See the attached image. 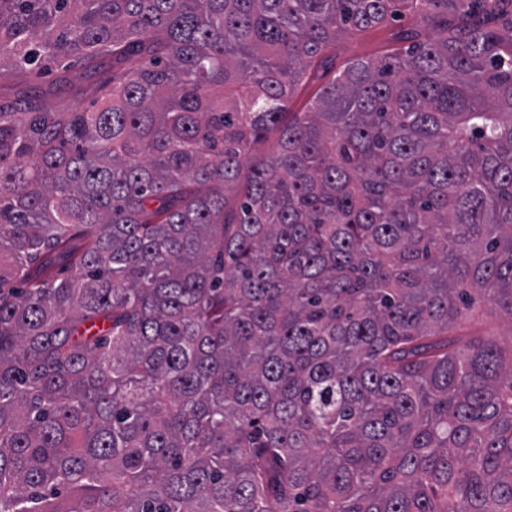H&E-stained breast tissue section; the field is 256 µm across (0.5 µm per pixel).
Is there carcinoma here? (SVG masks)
Returning a JSON list of instances; mask_svg holds the SVG:
<instances>
[{"label": "carcinoma", "instance_id": "1", "mask_svg": "<svg viewBox=\"0 0 512 512\" xmlns=\"http://www.w3.org/2000/svg\"><path fill=\"white\" fill-rule=\"evenodd\" d=\"M57 58L112 72L21 94ZM484 302L512 0H0V512H512ZM410 17L366 30H346L328 50L330 64L319 70L314 79L299 86L291 100L292 112H307L320 86L330 82L347 63L383 55L395 38L413 25Z\"/></svg>", "mask_w": 512, "mask_h": 512}]
</instances>
